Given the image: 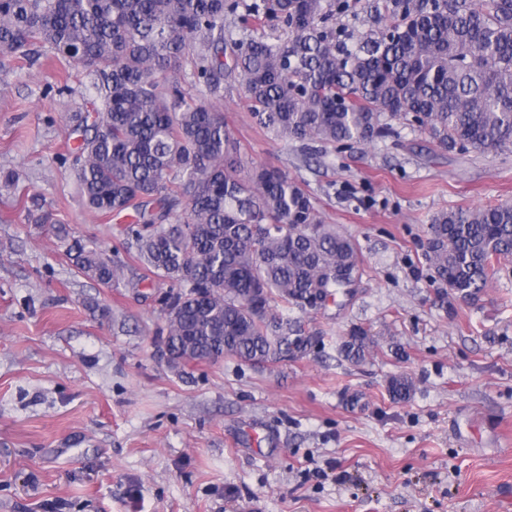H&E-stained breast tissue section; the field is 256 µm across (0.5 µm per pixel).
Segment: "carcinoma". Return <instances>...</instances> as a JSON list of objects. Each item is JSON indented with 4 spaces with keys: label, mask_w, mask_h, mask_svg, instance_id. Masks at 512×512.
I'll list each match as a JSON object with an SVG mask.
<instances>
[{
    "label": "carcinoma",
    "mask_w": 512,
    "mask_h": 512,
    "mask_svg": "<svg viewBox=\"0 0 512 512\" xmlns=\"http://www.w3.org/2000/svg\"><path fill=\"white\" fill-rule=\"evenodd\" d=\"M391 3L400 22L356 38L330 24L346 0H0V63L48 46L91 79L89 107L69 117L82 132L73 173L84 207L123 217L140 261L172 287L169 367L302 355L312 337L286 311H324L361 276L355 242L287 170L245 166L213 103L224 78H240L256 123L286 143L372 142L402 119L461 151L512 146V0ZM227 20L243 32L230 64ZM509 258L512 204L433 217L427 260L460 297ZM73 263L97 283L118 278L98 248ZM369 344L354 328L339 351L359 360ZM411 391L388 382L395 400Z\"/></svg>",
    "instance_id": "carcinoma-1"
}]
</instances>
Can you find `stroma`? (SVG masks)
Segmentation results:
<instances>
[{"label": "stroma", "mask_w": 512, "mask_h": 512, "mask_svg": "<svg viewBox=\"0 0 512 512\" xmlns=\"http://www.w3.org/2000/svg\"><path fill=\"white\" fill-rule=\"evenodd\" d=\"M349 0L337 26L390 18ZM88 78L42 50L0 72V512H512V261L467 300L426 259L442 211L512 202V152L448 150L396 120L391 134L319 154L253 120L237 81L218 106L250 162L288 170L325 223L355 241L351 294L301 316L303 356L167 366L154 280L112 219L83 208L65 118ZM120 262L79 275L51 225ZM371 337L361 361L338 348ZM413 384L390 399L392 377ZM369 344L368 332L362 328H354L341 342L339 351L347 359L359 360L365 357Z\"/></svg>", "instance_id": "stroma-1"}]
</instances>
